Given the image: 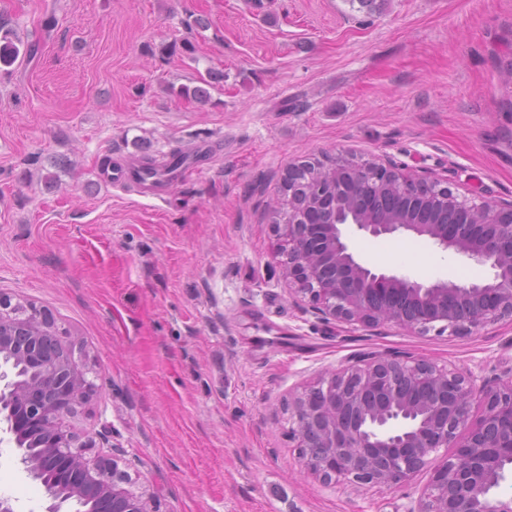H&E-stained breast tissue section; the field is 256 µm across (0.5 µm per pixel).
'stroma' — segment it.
<instances>
[{"label": "stroma", "mask_w": 512, "mask_h": 512, "mask_svg": "<svg viewBox=\"0 0 512 512\" xmlns=\"http://www.w3.org/2000/svg\"><path fill=\"white\" fill-rule=\"evenodd\" d=\"M0 18L40 38L0 77V296L75 343L97 386L75 431L109 426L158 512H416L428 471L370 488L304 474L292 398L372 354L510 380L512 321L451 336L321 318L289 292L268 203L289 163L326 153L512 201V0H0ZM185 39L192 55L162 57ZM211 71L208 104L180 95ZM176 151L207 175L157 197L98 178ZM351 244L423 282L492 274L420 237ZM0 497L48 504L7 443Z\"/></svg>", "instance_id": "obj_1"}]
</instances>
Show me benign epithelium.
I'll use <instances>...</instances> for the list:
<instances>
[{
	"label": "benign epithelium",
	"instance_id": "benign-epithelium-1",
	"mask_svg": "<svg viewBox=\"0 0 512 512\" xmlns=\"http://www.w3.org/2000/svg\"><path fill=\"white\" fill-rule=\"evenodd\" d=\"M399 188L403 204L358 206L357 183ZM444 192L442 223L415 210L430 189ZM276 256L290 292L312 310L365 327L393 323L418 333L435 327L467 335L490 321L512 320V203L475 201L428 175L390 161L352 158L324 167L309 194L288 191V218L275 225ZM423 237L493 270L490 279L459 285L421 282L364 262L348 232ZM0 297V360L20 363L25 377L0 370V421L25 471L48 481L46 512L73 500L84 512H156L133 491L116 461L91 453L70 423L96 387L59 338L52 315L33 304L24 316L5 312ZM481 415L473 418L474 405ZM291 439L304 471L324 483L393 486L430 468L416 512H512L498 492L512 469V381L478 380L398 356H372L318 378L293 399ZM441 448L451 455L432 463Z\"/></svg>",
	"mask_w": 512,
	"mask_h": 512
}]
</instances>
